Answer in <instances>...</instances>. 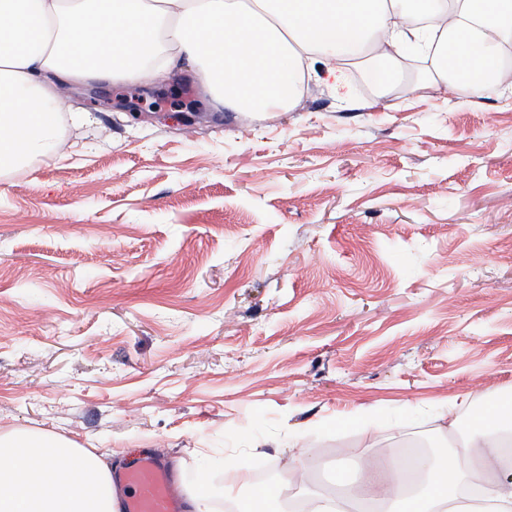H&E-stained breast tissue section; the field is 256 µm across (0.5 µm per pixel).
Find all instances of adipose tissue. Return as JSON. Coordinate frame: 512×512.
Returning a JSON list of instances; mask_svg holds the SVG:
<instances>
[{
	"mask_svg": "<svg viewBox=\"0 0 512 512\" xmlns=\"http://www.w3.org/2000/svg\"><path fill=\"white\" fill-rule=\"evenodd\" d=\"M423 40L430 59L417 89L468 87L493 99L512 92V0H0V174L55 152L58 92L103 81L186 74L218 111L266 112L294 102L309 67L335 95L349 66L402 54ZM471 430L431 466L425 487L407 488L396 457L361 461L362 477L335 497L305 489L290 466L254 502L301 492L305 512H512V396L493 413L463 396ZM473 488L482 506L460 497ZM111 469L55 433L0 435V512H120Z\"/></svg>",
	"mask_w": 512,
	"mask_h": 512,
	"instance_id": "adipose-tissue-1",
	"label": "adipose tissue"
}]
</instances>
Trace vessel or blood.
Listing matches in <instances>:
<instances>
[{
	"instance_id": "1",
	"label": "vessel or blood",
	"mask_w": 512,
	"mask_h": 512,
	"mask_svg": "<svg viewBox=\"0 0 512 512\" xmlns=\"http://www.w3.org/2000/svg\"><path fill=\"white\" fill-rule=\"evenodd\" d=\"M123 481L130 489L123 502L124 512H182L160 455L143 457L136 466L125 471Z\"/></svg>"
}]
</instances>
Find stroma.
<instances>
[{"mask_svg": "<svg viewBox=\"0 0 512 512\" xmlns=\"http://www.w3.org/2000/svg\"><path fill=\"white\" fill-rule=\"evenodd\" d=\"M316 79L288 108L186 139L175 86L143 121L66 97L64 150L0 175V434L111 461L157 449L179 486L242 492L210 456L356 479L458 394L512 392V94Z\"/></svg>", "mask_w": 512, "mask_h": 512, "instance_id": "1", "label": "stroma"}]
</instances>
